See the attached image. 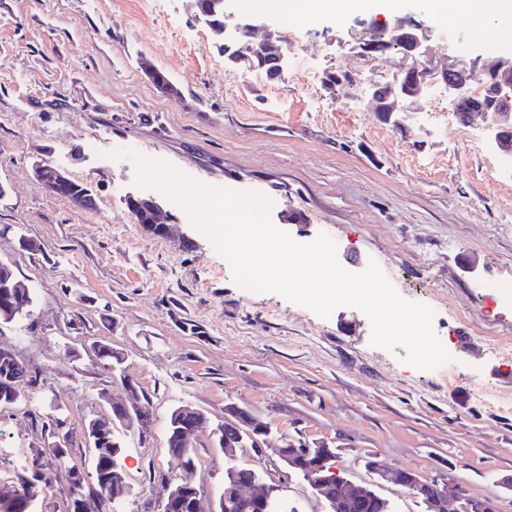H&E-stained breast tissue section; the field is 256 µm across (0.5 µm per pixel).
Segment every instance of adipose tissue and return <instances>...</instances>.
Wrapping results in <instances>:
<instances>
[{"label": "adipose tissue", "instance_id": "1", "mask_svg": "<svg viewBox=\"0 0 512 512\" xmlns=\"http://www.w3.org/2000/svg\"><path fill=\"white\" fill-rule=\"evenodd\" d=\"M266 12L290 23L316 15L343 18L355 11H382L395 14L398 0H263ZM430 13L445 19L458 13L472 17L481 36L503 38L501 29L494 27L495 18L512 13V0H428Z\"/></svg>", "mask_w": 512, "mask_h": 512}]
</instances>
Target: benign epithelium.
Segmentation results:
<instances>
[{"instance_id": "benign-epithelium-1", "label": "benign epithelium", "mask_w": 512, "mask_h": 512, "mask_svg": "<svg viewBox=\"0 0 512 512\" xmlns=\"http://www.w3.org/2000/svg\"><path fill=\"white\" fill-rule=\"evenodd\" d=\"M407 23L402 18L395 19L392 29H382L375 34V38L384 45L400 49L402 63L399 67L400 79L388 83V93L385 101L390 103L391 111L405 112L413 105L419 96L407 98L406 87L409 84L424 89L426 85L434 82L442 83L448 90V97L454 111L461 121L465 122L475 114H482L487 120L488 129L494 133V143L502 152H512V57H497L482 65V70L490 79L494 88L488 104L476 106L458 94L461 88V78L466 74L462 68L452 65L438 67L431 61L420 60L424 56L422 51V36L418 29L404 36L398 32L405 29ZM264 31V37L257 41L254 36L258 30ZM245 36L242 50L256 51L266 56L271 65L270 75L273 78L280 76L288 63V55L281 45V36L276 25L251 16H245L237 25L236 31L228 35V40L235 41L238 34ZM34 175L43 187L55 194H63L76 208L87 209L89 202L94 199L92 190L72 194L69 186L72 182L70 175L62 168L52 164L43 163L38 159L33 165ZM130 204L145 203L150 205L156 215V223L149 229L158 236L167 233V224L162 214L163 208L157 199L151 195H131ZM4 358L7 367L0 374V385L8 390H17L20 381L29 377L27 364L10 350L0 346V358ZM125 396L114 398L111 402L112 415L91 420L85 426L86 437L97 436L99 439H108L112 431L124 424L132 417H137L141 431L147 433L151 430L152 418L146 415L147 405L140 395L136 385L127 382L124 385ZM171 420L179 426V448L172 456L182 459L194 454L196 447L194 436L198 429L206 422L203 412L192 406H180L170 414ZM271 433V424L262 420L250 410L230 403L224 409V456L233 462L237 458L238 450L243 446L244 435L251 438V446L258 453H263ZM319 449L324 454L323 462L333 461L334 446L328 442H308L303 438H282V444L276 448V453L284 465L294 469L295 461L311 455L313 449ZM370 468L376 472L380 479L388 485L401 487L410 491L417 499L422 501L425 512H447L448 500L458 503V512H495V506L489 499L478 498L466 493L460 486L445 478L427 479L418 473L400 468H388L372 461ZM230 479L224 483V491L218 498V507L211 512H224V503L227 500L241 506H251L266 502L275 486L263 481L256 475L250 479L236 477V469H228ZM192 470H184V474L176 479L169 480L162 485L160 504L162 512H174L181 508L185 495H190L192 512H202L199 493L191 480ZM70 486L72 506L79 512H102V501L105 496H113L123 488L125 479L121 469L112 465L108 482L103 486L102 492L96 495H85L80 474L77 472L67 476ZM313 489L325 501L334 504L336 512H348L354 506H361L373 492L362 486H356L342 478H320L311 476Z\"/></svg>"}]
</instances>
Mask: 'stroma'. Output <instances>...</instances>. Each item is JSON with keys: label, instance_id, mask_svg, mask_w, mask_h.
Wrapping results in <instances>:
<instances>
[{"label": "stroma", "instance_id": "stroma-1", "mask_svg": "<svg viewBox=\"0 0 512 512\" xmlns=\"http://www.w3.org/2000/svg\"><path fill=\"white\" fill-rule=\"evenodd\" d=\"M400 15L428 26L429 58L480 70L496 49L475 28L433 17L425 0ZM385 15L315 16L282 29L293 60L281 77L227 64L189 0H0V260L34 294L29 316L0 329V345L29 366L35 387L0 408V481L50 442L58 404L69 453L44 471L38 512H69L66 474L98 490L89 420L132 381L147 397L152 431L119 427L122 512H161L157 489L178 478L166 447L169 416L189 404L207 417L195 437L194 484L204 502L224 488L213 429L236 403L281 437L327 441L336 473L375 485L393 512H423L407 490L377 483L365 466L446 477L512 512V166L483 119L461 122L444 85L428 87L398 125L363 94L394 77L397 50L361 56L357 41ZM150 61L181 89L162 95ZM354 85L329 91L327 73ZM161 158L210 188L254 192L272 223L306 244L328 235L347 271L377 262L405 300L430 306L448 363L420 370L405 351L371 343L361 310L322 317L274 292L239 285L229 261L169 197L170 233L137 224L127 199L143 193L133 153ZM40 158L91 186L78 210L35 178ZM37 243L21 251L19 237ZM121 353L111 369L94 346ZM237 461L279 488L281 512H329L273 451Z\"/></svg>", "mask_w": 512, "mask_h": 512}]
</instances>
